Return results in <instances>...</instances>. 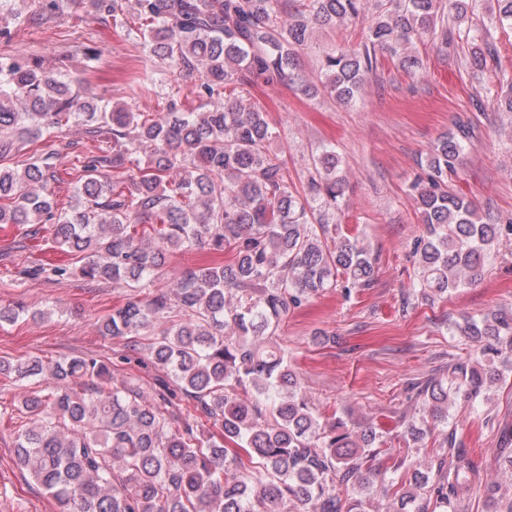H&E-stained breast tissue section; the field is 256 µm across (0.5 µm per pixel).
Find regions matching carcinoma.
Returning <instances> with one entry per match:
<instances>
[{"label": "carcinoma", "instance_id": "obj_1", "mask_svg": "<svg viewBox=\"0 0 512 512\" xmlns=\"http://www.w3.org/2000/svg\"><path fill=\"white\" fill-rule=\"evenodd\" d=\"M0 0V20L37 25L65 0ZM495 22L512 27V0H495ZM473 0H387L367 14V0H82L86 13L112 19L144 68L167 66L198 74L162 94L161 112L101 104L72 86L63 71L35 58L0 57V155L17 135L39 138L73 124L90 127L98 150L82 160L75 204L58 209L48 190L50 166L0 164V224H49L53 242L82 254L79 275L112 281L131 297L99 323L103 336L130 337L164 373L145 388L120 383L112 363L96 356L12 359L0 375L18 386L51 378L56 389L25 392L14 453L55 502L57 512H363L344 496L351 484L369 489L387 471L394 512H459L482 475L455 430L444 431L432 475L394 455L370 427L323 421L302 391L288 355L274 337L288 312L338 287L371 286L375 260L357 237L336 234L325 213L345 192L336 151L314 159L306 191L288 184L286 166L269 149V112L250 87L295 85L352 106L377 67V50L415 63L424 36L467 17ZM358 27L361 40L324 52L315 82L296 75L312 29ZM472 48L474 64L493 57L486 36ZM469 130L440 137L410 185L425 224L416 240L417 295L434 301L481 279L512 224H485L471 202L448 189ZM150 148L148 165L139 154ZM229 250L220 265L183 271L172 291L144 294L172 250ZM460 333L481 344V356L448 374L413 385L425 416L407 423L415 443L430 426L448 425L449 409L486 397L496 362L512 361V313L467 318ZM187 398L205 424L180 421Z\"/></svg>", "mask_w": 512, "mask_h": 512}]
</instances>
